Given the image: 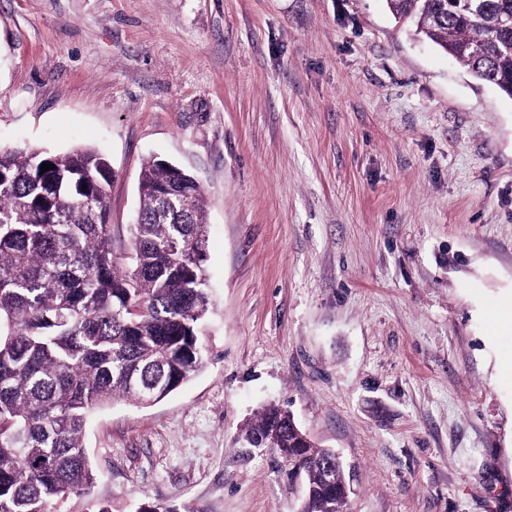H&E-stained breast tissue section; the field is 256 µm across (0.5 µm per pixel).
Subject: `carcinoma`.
Returning a JSON list of instances; mask_svg holds the SVG:
<instances>
[{"label": "carcinoma", "instance_id": "cac0c4a2", "mask_svg": "<svg viewBox=\"0 0 512 512\" xmlns=\"http://www.w3.org/2000/svg\"><path fill=\"white\" fill-rule=\"evenodd\" d=\"M389 0L478 80L512 92V0ZM44 163L54 168L41 171ZM162 159L139 175L127 237L110 224L112 168L90 149L0 148V512H62L96 475L84 446L91 412L149 405L205 360L210 310L202 188ZM302 477L299 512H342L350 489L336 453L291 414L264 408L245 431Z\"/></svg>", "mask_w": 512, "mask_h": 512}]
</instances>
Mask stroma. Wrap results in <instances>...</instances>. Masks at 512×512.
Returning <instances> with one entry per match:
<instances>
[{
	"label": "stroma",
	"mask_w": 512,
	"mask_h": 512,
	"mask_svg": "<svg viewBox=\"0 0 512 512\" xmlns=\"http://www.w3.org/2000/svg\"><path fill=\"white\" fill-rule=\"evenodd\" d=\"M157 157L202 186L205 367L89 418L68 512H297L243 439L274 403L350 512H512V97L387 0H0V148Z\"/></svg>",
	"instance_id": "1"
}]
</instances>
